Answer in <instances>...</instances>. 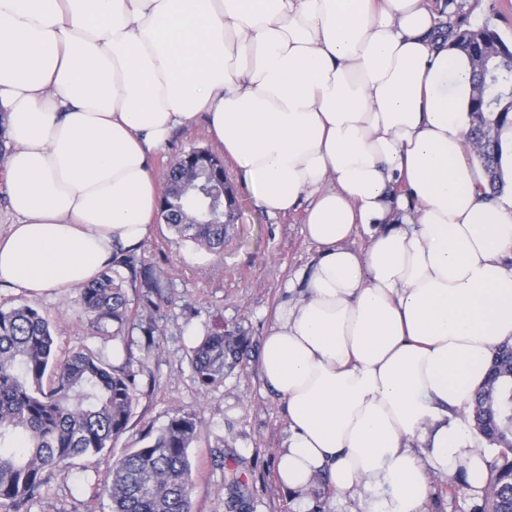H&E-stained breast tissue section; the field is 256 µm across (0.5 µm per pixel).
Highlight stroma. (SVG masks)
<instances>
[{"label":"stroma","instance_id":"35a3bbf8","mask_svg":"<svg viewBox=\"0 0 512 512\" xmlns=\"http://www.w3.org/2000/svg\"><path fill=\"white\" fill-rule=\"evenodd\" d=\"M474 26H490L512 46V0H462ZM225 173L236 194V234L215 258L156 222L136 255L159 277V313L146 307L141 282L125 280L131 321L122 339L93 325L81 306L79 289L59 295L27 296L0 289V308H36L50 322L54 353L64 357L90 347L114 355V367L137 371L138 392L126 432L110 450L75 459L64 472L47 473L30 512H109L106 495H94L114 461L142 447L178 412L195 414L200 435L188 450L192 472V512H238V478L249 512H357L359 499L336 492L309 494L305 504L280 487L273 460L287 436L283 402L265 387L259 371L260 346L276 304L286 296L289 278L306 269L317 248L302 232L303 215L271 218L255 205L232 162ZM240 328L251 343L242 362L223 383L201 386L192 371V348L219 329ZM427 512H474L481 504L461 476L433 481Z\"/></svg>","mask_w":512,"mask_h":512}]
</instances>
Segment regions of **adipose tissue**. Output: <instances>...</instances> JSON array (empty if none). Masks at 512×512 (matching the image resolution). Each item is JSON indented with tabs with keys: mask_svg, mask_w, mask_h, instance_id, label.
I'll return each mask as SVG.
<instances>
[{
	"mask_svg": "<svg viewBox=\"0 0 512 512\" xmlns=\"http://www.w3.org/2000/svg\"><path fill=\"white\" fill-rule=\"evenodd\" d=\"M438 27L428 0H0V288L64 293L136 249L154 157L204 117L257 207L304 210L319 248L261 345L278 483L363 512H425L440 476L482 492L467 406L512 343V194L484 197L471 60Z\"/></svg>",
	"mask_w": 512,
	"mask_h": 512,
	"instance_id": "obj_1",
	"label": "adipose tissue"
}]
</instances>
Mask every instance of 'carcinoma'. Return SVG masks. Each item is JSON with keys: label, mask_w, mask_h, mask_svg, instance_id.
Masks as SVG:
<instances>
[{"label": "carcinoma", "mask_w": 512, "mask_h": 512, "mask_svg": "<svg viewBox=\"0 0 512 512\" xmlns=\"http://www.w3.org/2000/svg\"><path fill=\"white\" fill-rule=\"evenodd\" d=\"M441 33L464 50L472 63V123L465 134L483 167L492 193L503 185L501 130L512 123V48L487 26L473 28L456 0ZM214 171L191 149L176 159L164 190L168 226L178 236L219 256L237 223L236 209L206 214V201L189 186L208 185ZM140 278L148 294H159L152 270L133 253L124 255L80 288L84 311L96 325L116 332L129 322L122 270ZM249 340L237 330L211 333L192 349L191 366L200 385L224 381L241 362ZM49 320L30 306L0 309V506L13 512L40 495L45 474L73 460L112 447L128 428L136 399L133 370L114 368L101 351L53 354ZM475 427L499 449L488 463L489 480L480 512H512V345L498 346L487 381L469 404ZM199 436L194 415L175 414L143 448L121 456L102 493L111 512H191L188 448Z\"/></svg>", "instance_id": "1"}]
</instances>
